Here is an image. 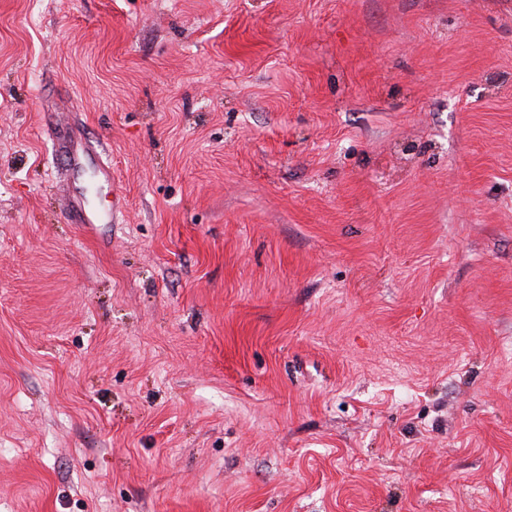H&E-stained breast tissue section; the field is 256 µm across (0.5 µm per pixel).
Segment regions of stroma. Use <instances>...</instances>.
Instances as JSON below:
<instances>
[{"instance_id":"35a3bbf8","label":"stroma","mask_w":512,"mask_h":512,"mask_svg":"<svg viewBox=\"0 0 512 512\" xmlns=\"http://www.w3.org/2000/svg\"><path fill=\"white\" fill-rule=\"evenodd\" d=\"M0 512H512V0H0ZM98 172L102 176V178L112 184V181L110 180L111 177V165L106 161H102L98 159ZM113 186V204H112V213L110 214H92L89 215L86 212H83L82 210H77L74 213L73 216V222L75 224H112V220H115V216L117 213H120L121 210V200H124V196L122 194V191L118 186L115 185V182L112 184ZM104 221V222H102Z\"/></svg>"}]
</instances>
